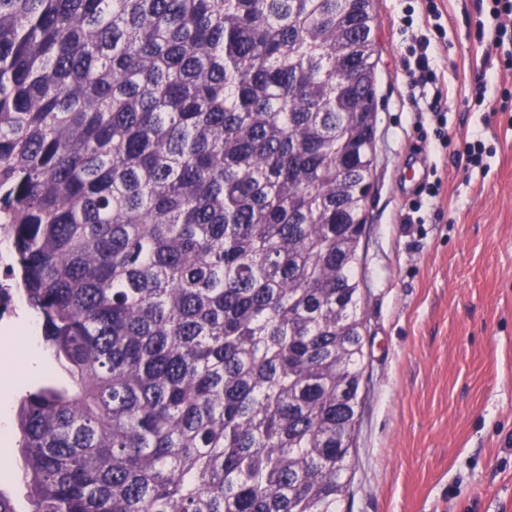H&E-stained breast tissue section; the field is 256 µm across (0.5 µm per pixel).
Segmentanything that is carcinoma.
I'll use <instances>...</instances> for the list:
<instances>
[{
  "label": "carcinoma",
  "mask_w": 512,
  "mask_h": 512,
  "mask_svg": "<svg viewBox=\"0 0 512 512\" xmlns=\"http://www.w3.org/2000/svg\"><path fill=\"white\" fill-rule=\"evenodd\" d=\"M372 0H0V238L71 388L29 512H340Z\"/></svg>",
  "instance_id": "1"
}]
</instances>
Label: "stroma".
<instances>
[{
  "instance_id": "stroma-1",
  "label": "stroma",
  "mask_w": 512,
  "mask_h": 512,
  "mask_svg": "<svg viewBox=\"0 0 512 512\" xmlns=\"http://www.w3.org/2000/svg\"><path fill=\"white\" fill-rule=\"evenodd\" d=\"M477 0H436L434 41L448 142L418 119L404 61L431 35L423 0H372L376 125L361 239L367 358L342 512H512V70L472 36ZM413 24L399 29L398 21ZM486 109L462 101L476 74ZM492 148L487 173H465L462 139ZM440 182L436 198L425 183ZM419 220L404 223L413 202ZM65 378L47 351L0 365L13 399Z\"/></svg>"
}]
</instances>
